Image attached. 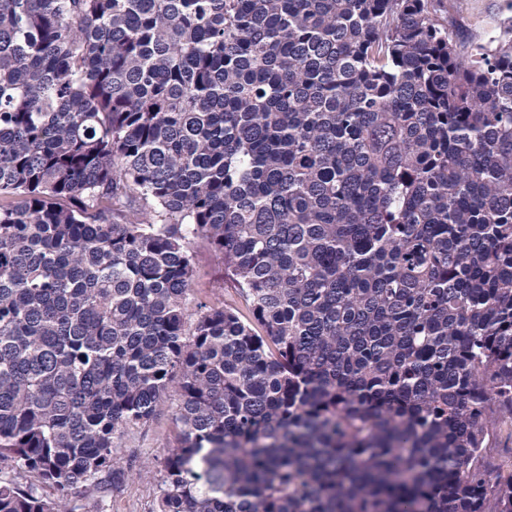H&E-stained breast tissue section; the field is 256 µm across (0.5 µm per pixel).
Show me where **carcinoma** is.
<instances>
[{"label": "carcinoma", "mask_w": 512, "mask_h": 512, "mask_svg": "<svg viewBox=\"0 0 512 512\" xmlns=\"http://www.w3.org/2000/svg\"><path fill=\"white\" fill-rule=\"evenodd\" d=\"M458 5L0 0V512H97L174 381L153 512H512V17ZM506 0H463L462 9L452 19L458 41L468 44L485 38L491 28H498ZM450 21V22H451ZM195 251L196 287L189 297V311L194 312L200 299L209 305L226 303L237 306L241 313L247 316L248 311L240 299L238 292L229 280H224V265L221 260L202 245H197Z\"/></svg>", "instance_id": "1"}]
</instances>
